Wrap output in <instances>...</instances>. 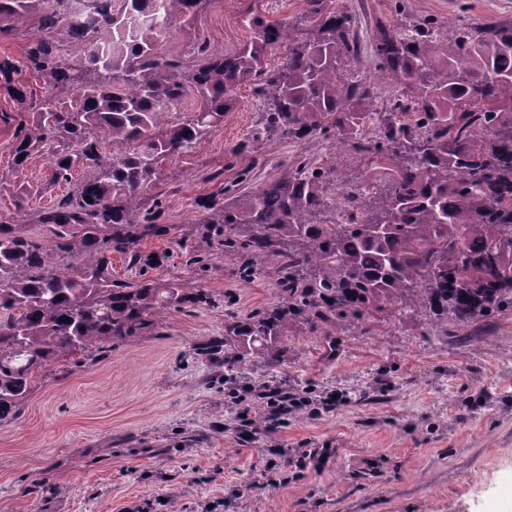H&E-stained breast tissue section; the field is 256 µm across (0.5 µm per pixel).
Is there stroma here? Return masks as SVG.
Segmentation results:
<instances>
[{
	"instance_id": "stroma-1",
	"label": "stroma",
	"mask_w": 512,
	"mask_h": 512,
	"mask_svg": "<svg viewBox=\"0 0 512 512\" xmlns=\"http://www.w3.org/2000/svg\"><path fill=\"white\" fill-rule=\"evenodd\" d=\"M356 13L370 70L376 20L404 26L430 19L512 22V0H336ZM303 23L305 0H210L191 26L173 30L159 51L203 64L195 47L229 52L249 40V12ZM33 21L0 37V58L20 64L32 107L45 81L24 69ZM262 110L252 87L197 149L162 163L138 200H161L167 235L140 244V261L112 255L116 280L175 281L210 293L209 306L170 311L162 323L105 357L66 353L37 373L18 415L0 422V512H500L512 501V306L439 322L394 305L323 329L290 327L275 368L251 363V383L328 393L335 407L294 414L286 426L240 438L236 407L224 400V358L199 356L226 322L264 312L277 298L279 261L240 280L236 259L189 230L223 203L225 189L273 178L283 160L335 156L329 131L302 141H269L253 152ZM13 130L0 123V216H22L29 233L50 240L39 210L55 205L87 176L53 179L46 156L13 164ZM311 450L303 474L273 449ZM329 453L320 464V453Z\"/></svg>"
}]
</instances>
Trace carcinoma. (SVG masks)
<instances>
[{"label": "carcinoma", "mask_w": 512, "mask_h": 512, "mask_svg": "<svg viewBox=\"0 0 512 512\" xmlns=\"http://www.w3.org/2000/svg\"><path fill=\"white\" fill-rule=\"evenodd\" d=\"M210 0H0V37L36 16L44 36L26 49L29 70L47 84L44 103L14 129L13 163L45 155L58 180L85 168L89 178L38 215L54 239L27 235L0 218V420L17 416L30 379L61 353L95 358L155 327L172 309L209 306L202 288L151 280L117 283L111 254L139 260L138 246L159 237V210L134 198L160 164L196 149L237 104L242 85L263 102V139L302 141L331 129L368 161L334 191L348 154L327 165L281 161L278 176L224 201L198 224L210 246L238 259L244 280L280 261L278 299L258 319L224 324V338L198 347L215 356L239 341L251 351L224 357L235 381L248 359L268 368L281 358L291 325L316 328L360 320L405 303L437 320L484 316L512 304V25L412 28L383 24L372 36L373 77L359 74L357 19L306 0L309 28L270 23L255 13L254 36L232 52H213L188 70L157 51ZM84 45L75 64L62 38ZM284 48L268 67V50ZM17 68L0 59L7 93L24 102ZM393 103L366 132L375 90ZM198 108L170 124L184 96Z\"/></svg>", "instance_id": "1"}]
</instances>
